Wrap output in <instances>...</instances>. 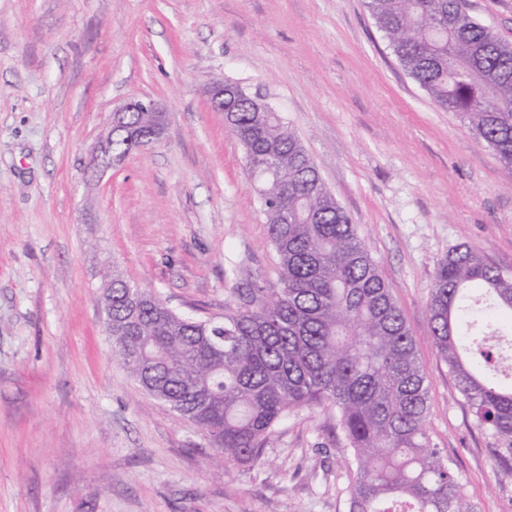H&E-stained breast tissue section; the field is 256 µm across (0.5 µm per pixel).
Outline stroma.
<instances>
[{"instance_id": "35a3bbf8", "label": "stroma", "mask_w": 512, "mask_h": 512, "mask_svg": "<svg viewBox=\"0 0 512 512\" xmlns=\"http://www.w3.org/2000/svg\"><path fill=\"white\" fill-rule=\"evenodd\" d=\"M512 40V0H467ZM261 89L393 289L429 379L432 443L473 512H512L434 346L427 301L458 244L512 271V175L401 68L366 0H0V512H347L332 412H301L267 467L224 463L139 391L100 322L104 262L169 308L223 314L279 268L243 149L209 90ZM159 139L101 172L113 110ZM127 112H131L127 118V122L131 125L139 124L141 112V124L133 128H128L125 122ZM165 127V112H163L160 105L154 99L139 98L127 101L112 112V119L109 126L92 151L91 163L94 169L112 166V161L125 156L123 154L129 151V146L130 151L128 154L132 150L139 149L147 143L159 138L163 134ZM123 130H127L128 132L129 144L123 134L115 135L117 132ZM112 136L114 137L112 138ZM112 155L123 156L112 158Z\"/></svg>"}]
</instances>
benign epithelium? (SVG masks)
Here are the masks:
<instances>
[{"mask_svg":"<svg viewBox=\"0 0 512 512\" xmlns=\"http://www.w3.org/2000/svg\"><path fill=\"white\" fill-rule=\"evenodd\" d=\"M239 87L228 81L216 83L210 90L211 107L224 111V100L237 95ZM129 112L142 113L141 124L133 128L126 126V115ZM166 127V115L160 105L151 98L133 99L112 112V119L104 131L100 141L91 154V163L96 169L112 166V136L119 131H127L130 149H138L159 138Z\"/></svg>","mask_w":512,"mask_h":512,"instance_id":"benign-epithelium-1","label":"benign epithelium"}]
</instances>
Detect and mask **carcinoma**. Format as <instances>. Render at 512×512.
<instances>
[{
	"label": "carcinoma",
	"instance_id": "cac0c4a2",
	"mask_svg": "<svg viewBox=\"0 0 512 512\" xmlns=\"http://www.w3.org/2000/svg\"><path fill=\"white\" fill-rule=\"evenodd\" d=\"M404 71L442 110L456 112L512 175V42L465 0H366ZM228 129L257 185L279 286L210 317L177 313L115 272L113 355L140 391L218 438L224 461L267 464L289 416L331 410L354 470L348 512H473L428 433V379L393 287L278 112L250 111ZM435 347L479 426L512 471V273L463 245L433 271Z\"/></svg>",
	"mask_w": 512,
	"mask_h": 512
}]
</instances>
